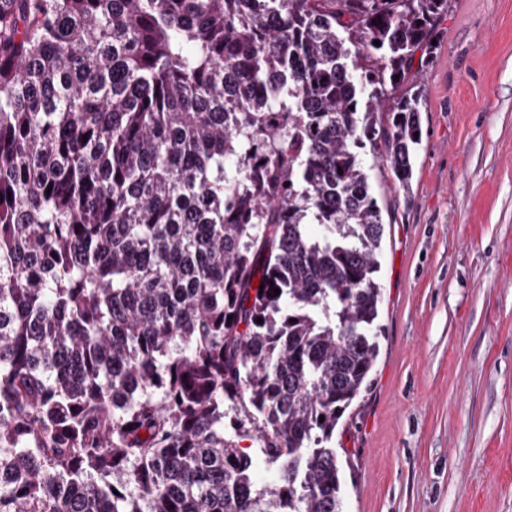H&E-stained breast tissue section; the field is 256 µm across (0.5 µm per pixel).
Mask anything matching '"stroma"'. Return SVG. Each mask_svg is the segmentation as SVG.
I'll use <instances>...</instances> for the list:
<instances>
[{"label": "stroma", "mask_w": 512, "mask_h": 512, "mask_svg": "<svg viewBox=\"0 0 512 512\" xmlns=\"http://www.w3.org/2000/svg\"><path fill=\"white\" fill-rule=\"evenodd\" d=\"M409 188L383 209L381 349L346 413L344 512H512V0H451Z\"/></svg>", "instance_id": "35a3bbf8"}]
</instances>
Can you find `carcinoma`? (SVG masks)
Instances as JSON below:
<instances>
[{
  "label": "carcinoma",
  "instance_id": "cac0c4a2",
  "mask_svg": "<svg viewBox=\"0 0 512 512\" xmlns=\"http://www.w3.org/2000/svg\"><path fill=\"white\" fill-rule=\"evenodd\" d=\"M446 15L0 0V512H344L382 336L363 156L409 186Z\"/></svg>",
  "mask_w": 512,
  "mask_h": 512
}]
</instances>
